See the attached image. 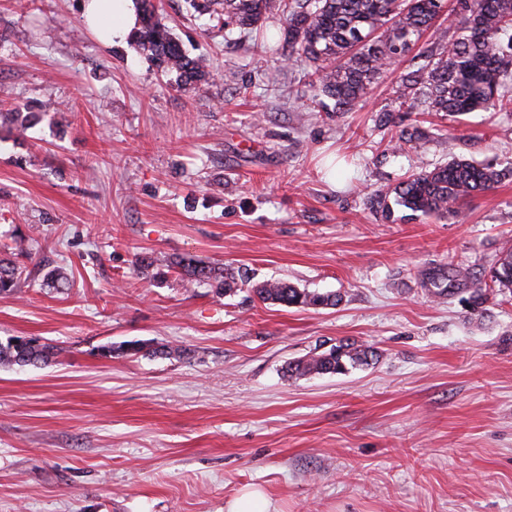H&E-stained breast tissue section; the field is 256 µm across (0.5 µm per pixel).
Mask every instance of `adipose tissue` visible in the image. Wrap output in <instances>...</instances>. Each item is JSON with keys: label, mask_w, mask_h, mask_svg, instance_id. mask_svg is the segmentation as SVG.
I'll list each match as a JSON object with an SVG mask.
<instances>
[{"label": "adipose tissue", "mask_w": 512, "mask_h": 512, "mask_svg": "<svg viewBox=\"0 0 512 512\" xmlns=\"http://www.w3.org/2000/svg\"><path fill=\"white\" fill-rule=\"evenodd\" d=\"M82 15L99 40L109 46L127 41L139 19L134 0H83Z\"/></svg>", "instance_id": "obj_1"}]
</instances>
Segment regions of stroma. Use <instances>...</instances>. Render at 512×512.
<instances>
[{
    "mask_svg": "<svg viewBox=\"0 0 512 512\" xmlns=\"http://www.w3.org/2000/svg\"><path fill=\"white\" fill-rule=\"evenodd\" d=\"M81 2L0 0V85L55 106L0 127V253L32 246L22 288L0 296V341L56 352L0 366V512H227L246 488L269 512H512V291L490 284L512 179L462 222L370 201L454 158L512 162V112L398 111L406 56L351 111H311L280 15L263 45L228 43L187 0H160L216 73L196 95L133 43L104 47ZM404 129L421 139L398 144ZM143 254L245 280L227 295L152 281ZM54 266L71 288L43 286ZM279 280L340 302L257 298ZM134 341L185 354L100 355ZM342 343L375 355L285 375ZM55 355L53 346L39 343L36 338L15 336L0 342V365L26 366L48 363Z\"/></svg>",
    "mask_w": 512,
    "mask_h": 512,
    "instance_id": "stroma-1",
    "label": "stroma"
}]
</instances>
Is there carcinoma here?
I'll list each match as a JSON object with an SVG mask.
<instances>
[{
    "label": "carcinoma",
    "instance_id": "cac0c4a2",
    "mask_svg": "<svg viewBox=\"0 0 512 512\" xmlns=\"http://www.w3.org/2000/svg\"><path fill=\"white\" fill-rule=\"evenodd\" d=\"M214 27L231 32L252 30L273 12L282 14L288 59L303 61L313 70L321 95L346 112L367 97L381 76L432 32L422 51L425 63L401 79L398 110L444 112H512V0H459L450 11V24H436L445 0H188ZM140 28L133 43L152 65L175 77L178 88L206 93L215 81L209 60L192 57L162 22L154 0H139ZM0 118L24 130L36 119L28 105L15 102ZM512 178V165L475 163L454 158L432 170L422 169L400 181L390 192L374 194L382 211L391 212L388 199L399 207L427 216L464 217L462 206L474 195L495 189ZM30 244L20 237L10 257L0 258V296L20 288ZM135 268L156 281L174 271L190 284H209L228 293L237 286L235 273L192 255L157 259L139 256ZM44 285L64 288L69 274L63 267L44 273ZM492 282L512 290V249L502 253ZM262 301L288 305L336 304L329 296L300 290L288 282H266L255 289ZM370 350L339 345L306 361L288 364L289 378L307 374L340 373L367 362ZM53 346L36 338L15 336L0 342V365L48 363Z\"/></svg>",
    "mask_w": 512,
    "mask_h": 512
}]
</instances>
